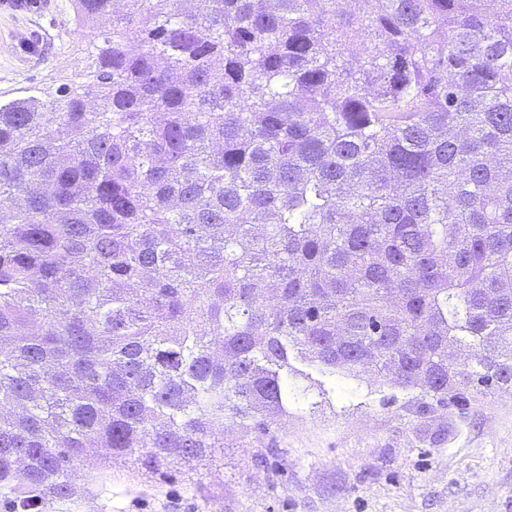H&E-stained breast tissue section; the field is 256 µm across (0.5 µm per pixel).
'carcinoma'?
<instances>
[{
	"label": "carcinoma",
	"mask_w": 512,
	"mask_h": 512,
	"mask_svg": "<svg viewBox=\"0 0 512 512\" xmlns=\"http://www.w3.org/2000/svg\"><path fill=\"white\" fill-rule=\"evenodd\" d=\"M73 9L112 22L89 81L0 103L3 512L192 472L338 376L512 389V0Z\"/></svg>",
	"instance_id": "obj_1"
}]
</instances>
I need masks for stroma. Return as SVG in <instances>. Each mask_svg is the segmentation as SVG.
Instances as JSON below:
<instances>
[{"label":"stroma","instance_id":"1","mask_svg":"<svg viewBox=\"0 0 512 512\" xmlns=\"http://www.w3.org/2000/svg\"><path fill=\"white\" fill-rule=\"evenodd\" d=\"M71 0H0V100L87 80ZM109 498L81 512H512V391L420 414L376 375L339 379L327 405L224 432L223 467L163 479L112 466Z\"/></svg>","mask_w":512,"mask_h":512}]
</instances>
